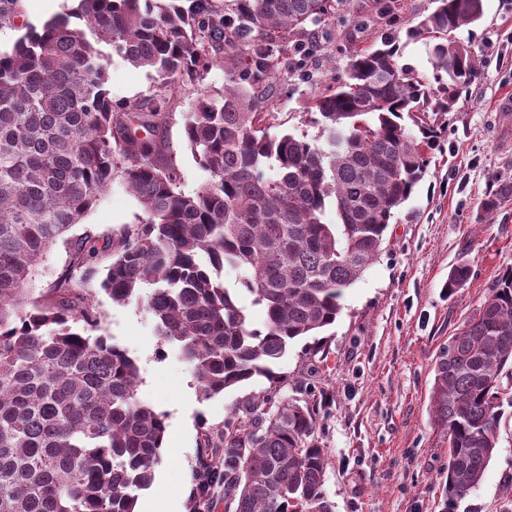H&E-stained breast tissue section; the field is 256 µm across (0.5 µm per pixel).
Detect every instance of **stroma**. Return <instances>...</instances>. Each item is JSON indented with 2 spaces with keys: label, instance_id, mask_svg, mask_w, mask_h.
<instances>
[{
  "label": "stroma",
  "instance_id": "35a3bbf8",
  "mask_svg": "<svg viewBox=\"0 0 512 512\" xmlns=\"http://www.w3.org/2000/svg\"><path fill=\"white\" fill-rule=\"evenodd\" d=\"M386 2L396 18L399 64L430 78L424 46L409 41L406 31L433 10L432 0ZM0 9L15 12L13 21L0 24L1 52L11 50L26 27H41L51 15L41 11L37 0L14 5L0 0ZM456 36L474 48L481 74L446 114L427 175L389 224L377 260L345 289L335 324L298 340L279 363L285 382L256 378L199 400L191 370L174 348L162 346L151 315L140 305H116L96 292L98 335L136 359L139 397L166 414L167 427L177 438L178 453L163 456L152 490L193 483L206 428L243 413L252 396L269 394L315 404L317 434L329 457L325 490L335 512H502L512 481V407L504 409L498 452L482 482L452 509L444 493L448 445L431 418L429 391L441 347L512 266V201L489 217L482 210L498 180H512V114L497 109L500 98L512 96V0H484L482 20L457 30ZM347 61L341 43L333 64L314 58L309 79L294 80L287 94L279 95L276 131L319 136L304 103L331 70H343ZM107 76L116 101L155 90L147 69L117 56ZM223 87L224 72L215 68L202 82L178 86L169 96L165 135L184 193H195L208 174L186 146L182 114L201 93ZM141 215L138 201L116 182L73 233L88 232L103 242ZM458 265L468 267L469 279L451 294L445 284Z\"/></svg>",
  "mask_w": 512,
  "mask_h": 512
}]
</instances>
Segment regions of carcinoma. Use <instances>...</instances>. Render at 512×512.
<instances>
[{
    "label": "carcinoma",
    "mask_w": 512,
    "mask_h": 512,
    "mask_svg": "<svg viewBox=\"0 0 512 512\" xmlns=\"http://www.w3.org/2000/svg\"><path fill=\"white\" fill-rule=\"evenodd\" d=\"M433 3L407 31L425 45L432 79L399 65L389 33L349 46L343 74L305 103L315 139L270 134L273 101L328 54L336 18L370 24L351 0H227L222 12L212 0H80L0 55V512H134L161 462L164 416L140 399L129 351L89 335L101 320L92 292L142 305L201 400L256 377L276 382L291 345L336 322L343 291L374 263L427 172L437 116L478 75L454 32L482 18L483 0ZM114 55L147 69L155 92L112 100ZM214 67L224 90L182 116L208 174L186 194L163 135L167 92ZM117 178L142 220L103 246L69 236ZM511 200L505 179L482 209ZM329 207L334 224L324 222ZM60 243L68 263L50 299L32 302L26 285ZM226 268L265 311L263 328L224 286ZM468 279V267L451 269L448 293ZM268 401L205 435L193 512H211L218 487L233 512H333L316 407ZM506 404L512 267L435 362L429 410L448 441V504L482 481Z\"/></svg>",
    "instance_id": "carcinoma-1"
}]
</instances>
